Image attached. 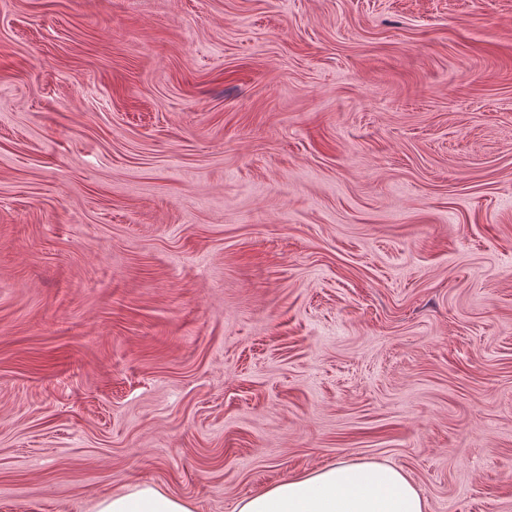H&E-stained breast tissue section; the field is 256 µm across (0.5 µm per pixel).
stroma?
I'll use <instances>...</instances> for the list:
<instances>
[{
  "instance_id": "35a3bbf8",
  "label": "stroma",
  "mask_w": 512,
  "mask_h": 512,
  "mask_svg": "<svg viewBox=\"0 0 512 512\" xmlns=\"http://www.w3.org/2000/svg\"><path fill=\"white\" fill-rule=\"evenodd\" d=\"M341 460L512 512V0H0V512Z\"/></svg>"
}]
</instances>
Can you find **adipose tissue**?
I'll list each match as a JSON object with an SVG mask.
<instances>
[{
    "label": "adipose tissue",
    "mask_w": 512,
    "mask_h": 512,
    "mask_svg": "<svg viewBox=\"0 0 512 512\" xmlns=\"http://www.w3.org/2000/svg\"><path fill=\"white\" fill-rule=\"evenodd\" d=\"M96 512H194L191 503L142 484L102 499ZM234 512H427V503L400 467L336 464L279 481L240 499Z\"/></svg>",
    "instance_id": "adipose-tissue-1"
}]
</instances>
